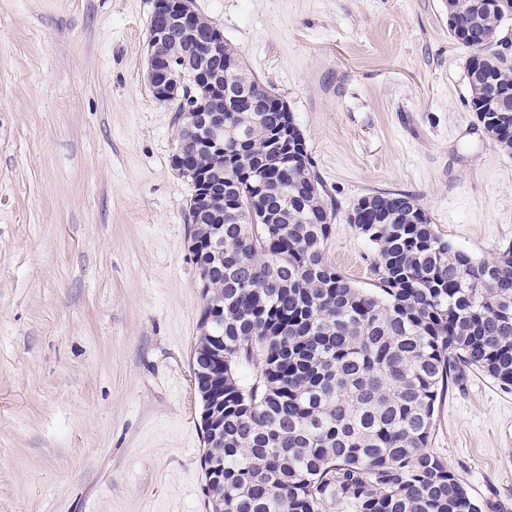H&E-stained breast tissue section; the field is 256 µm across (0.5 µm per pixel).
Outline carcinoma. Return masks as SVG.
Returning a JSON list of instances; mask_svg holds the SVG:
<instances>
[{
	"label": "carcinoma",
	"mask_w": 512,
	"mask_h": 512,
	"mask_svg": "<svg viewBox=\"0 0 512 512\" xmlns=\"http://www.w3.org/2000/svg\"><path fill=\"white\" fill-rule=\"evenodd\" d=\"M504 20L480 0H455L448 17L473 51L471 110L512 154V112L485 102L512 96V66L486 54ZM227 80L256 83L241 64ZM224 121V158L199 160L231 188L224 223L188 214L195 264L211 265L200 323L219 318L224 337L198 336L192 357L223 434L202 465L206 498H224V512H481L429 444L437 400L468 371L512 385V248L477 261L435 233L414 196L377 191L362 197L370 223L356 225L375 246L377 284L358 288L325 257L333 209L299 130L260 98ZM284 140L294 161L265 175L264 215L237 223L253 170Z\"/></svg>",
	"instance_id": "carcinoma-1"
}]
</instances>
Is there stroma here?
<instances>
[{
	"label": "stroma",
	"mask_w": 512,
	"mask_h": 512,
	"mask_svg": "<svg viewBox=\"0 0 512 512\" xmlns=\"http://www.w3.org/2000/svg\"><path fill=\"white\" fill-rule=\"evenodd\" d=\"M196 8L288 105L356 287L375 250L348 215L375 191L414 195L475 259L512 247V155L469 106L448 0ZM153 9L0 0V512H208L192 188L143 79ZM434 421L483 512H512V386L469 373Z\"/></svg>",
	"instance_id": "stroma-1"
}]
</instances>
